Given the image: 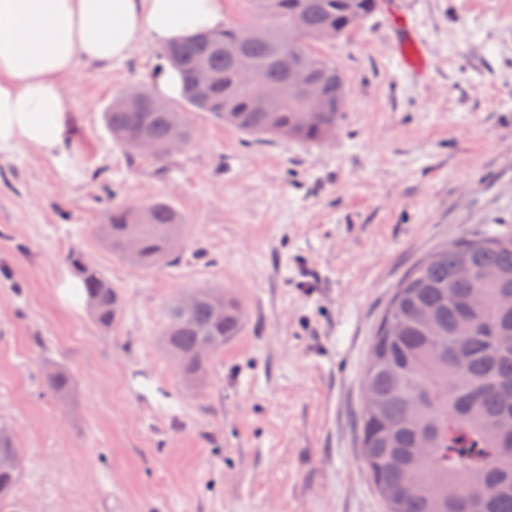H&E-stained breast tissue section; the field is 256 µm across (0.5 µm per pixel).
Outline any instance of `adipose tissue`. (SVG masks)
I'll return each instance as SVG.
<instances>
[{
	"label": "adipose tissue",
	"mask_w": 512,
	"mask_h": 512,
	"mask_svg": "<svg viewBox=\"0 0 512 512\" xmlns=\"http://www.w3.org/2000/svg\"><path fill=\"white\" fill-rule=\"evenodd\" d=\"M225 17V0H0V155L60 152L71 117L60 82L78 63L108 66L143 36L165 46Z\"/></svg>",
	"instance_id": "obj_1"
}]
</instances>
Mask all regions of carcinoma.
Wrapping results in <instances>:
<instances>
[{
  "instance_id": "1",
  "label": "carcinoma",
  "mask_w": 512,
  "mask_h": 512,
  "mask_svg": "<svg viewBox=\"0 0 512 512\" xmlns=\"http://www.w3.org/2000/svg\"><path fill=\"white\" fill-rule=\"evenodd\" d=\"M252 19L203 33L164 48L184 85L200 68L212 85L185 102L159 100L147 88L133 87L130 98L112 100L104 121L114 143L129 156L143 154L141 141L161 162L175 136L194 137L190 112H208L256 137L300 142L322 141L336 132L345 83L336 65L314 46L350 31L349 18L379 10V0H248ZM258 34L244 39L245 26ZM308 66L323 93L322 103L288 87V73ZM254 73L270 90L266 106H255L241 73ZM190 224L171 203L155 199L112 208L109 223L91 235L112 256L148 269L180 252ZM68 261L94 301L93 321L103 330L116 326L122 294L100 268L73 249ZM469 280L457 276L461 266ZM192 298L189 309L183 298ZM512 296V238L485 234L435 249L414 265L395 289L372 341L376 362L365 378L371 396L360 411V448L386 512H454V503L477 492L478 512H512V436L499 425L512 418V308L499 298ZM239 299L222 288H191L165 310L160 336L180 379H203L224 342L239 334ZM49 391L62 403L74 394V377L61 366L45 375ZM413 472L416 493L402 492ZM23 473L22 454L12 434L0 427V512H21L15 490Z\"/></svg>"
}]
</instances>
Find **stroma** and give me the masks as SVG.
<instances>
[{
  "label": "stroma",
  "instance_id": "35a3bbf8",
  "mask_svg": "<svg viewBox=\"0 0 512 512\" xmlns=\"http://www.w3.org/2000/svg\"><path fill=\"white\" fill-rule=\"evenodd\" d=\"M322 44L345 79L335 134L255 138L206 112L158 163L116 146L103 111L153 87L162 49L78 64L62 81L71 166L0 155V426L24 458V512H385L360 448L372 337L408 271L463 236L512 237V0H384ZM411 17L430 76L401 71ZM162 198L190 222L178 260L130 267L90 234L112 207ZM81 248L121 290L100 329L63 301ZM234 291L243 328L186 388L159 345L182 289ZM77 389L60 406L52 364Z\"/></svg>",
  "mask_w": 512,
  "mask_h": 512
}]
</instances>
